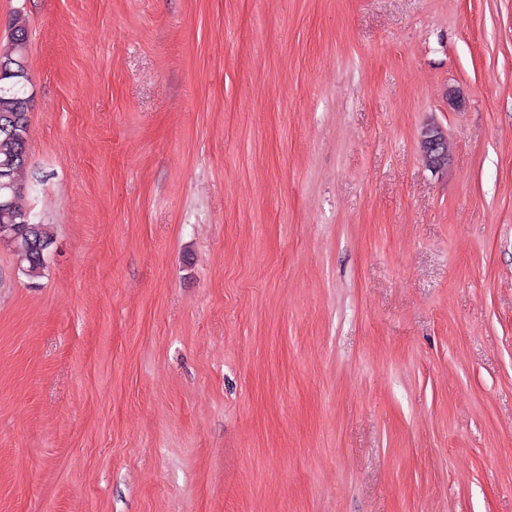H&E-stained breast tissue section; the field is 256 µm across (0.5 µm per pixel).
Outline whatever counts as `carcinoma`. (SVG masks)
<instances>
[{
  "mask_svg": "<svg viewBox=\"0 0 512 512\" xmlns=\"http://www.w3.org/2000/svg\"><path fill=\"white\" fill-rule=\"evenodd\" d=\"M28 29L25 17L17 13L10 21V41L0 48V61L9 63L12 70L26 62ZM30 78L28 70L21 74L0 77V171L9 172L7 181L18 188L4 189L10 200L8 210L0 209V243L12 248L17 257L18 272L29 279L41 276L45 254L53 244V235L46 224L23 217L31 214L27 196L20 191L29 164L27 144L30 135L31 100L26 91Z\"/></svg>",
  "mask_w": 512,
  "mask_h": 512,
  "instance_id": "obj_1",
  "label": "carcinoma"
}]
</instances>
